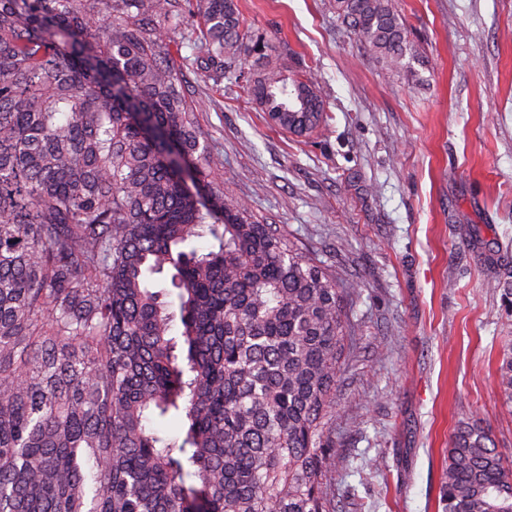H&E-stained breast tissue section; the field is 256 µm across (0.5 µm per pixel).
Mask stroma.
Instances as JSON below:
<instances>
[{"label": "stroma", "instance_id": "obj_1", "mask_svg": "<svg viewBox=\"0 0 512 512\" xmlns=\"http://www.w3.org/2000/svg\"><path fill=\"white\" fill-rule=\"evenodd\" d=\"M236 4L327 109L298 138L246 92L264 60L242 56L217 90L187 75L225 194L361 285L326 418L336 512H444L458 421L512 461L496 376L512 343V0H394L413 75L366 53L331 0Z\"/></svg>", "mask_w": 512, "mask_h": 512}]
</instances>
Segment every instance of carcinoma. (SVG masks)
I'll list each match as a JSON object with an SVG mask.
<instances>
[{
	"label": "carcinoma",
	"mask_w": 512,
	"mask_h": 512,
	"mask_svg": "<svg viewBox=\"0 0 512 512\" xmlns=\"http://www.w3.org/2000/svg\"><path fill=\"white\" fill-rule=\"evenodd\" d=\"M331 7L412 69L393 0ZM272 52L235 0H0V512H190L193 491L205 512H336L323 437L358 283L224 195L186 90L257 55L249 93L286 130L314 84ZM165 270L173 291L148 288ZM498 375L512 399V351ZM172 410L181 440L147 426ZM444 484L447 512H512L476 421Z\"/></svg>",
	"instance_id": "cac0c4a2"
}]
</instances>
